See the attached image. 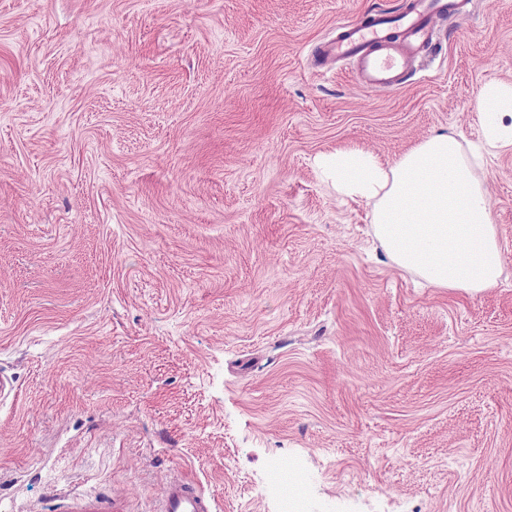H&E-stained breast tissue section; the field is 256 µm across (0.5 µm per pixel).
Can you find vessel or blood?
<instances>
[{"label": "vessel or blood", "instance_id": "b4317fda", "mask_svg": "<svg viewBox=\"0 0 512 512\" xmlns=\"http://www.w3.org/2000/svg\"><path fill=\"white\" fill-rule=\"evenodd\" d=\"M465 13L464 0H410L402 12L382 13L345 27L322 52L350 61L365 88L384 91L400 84L409 66L432 44L434 18ZM159 512H215V506L196 482L180 477L165 487Z\"/></svg>", "mask_w": 512, "mask_h": 512}]
</instances>
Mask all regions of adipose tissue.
<instances>
[{
    "instance_id": "adipose-tissue-1",
    "label": "adipose tissue",
    "mask_w": 512,
    "mask_h": 512,
    "mask_svg": "<svg viewBox=\"0 0 512 512\" xmlns=\"http://www.w3.org/2000/svg\"><path fill=\"white\" fill-rule=\"evenodd\" d=\"M478 117L482 138L470 150L436 133L391 162L355 148L315 159L339 200L371 204L374 234L392 262L438 288L479 292L502 274L475 170L485 149L512 152V83L485 85Z\"/></svg>"
}]
</instances>
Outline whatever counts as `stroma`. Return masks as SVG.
I'll list each match as a JSON object with an SVG mask.
<instances>
[{"mask_svg": "<svg viewBox=\"0 0 512 512\" xmlns=\"http://www.w3.org/2000/svg\"><path fill=\"white\" fill-rule=\"evenodd\" d=\"M410 0H0V512H512V154L476 170L502 274L397 268L314 166L478 142L512 0L434 19L399 87L321 49ZM214 500L206 497L196 482L180 477L164 488L159 512H214Z\"/></svg>", "mask_w": 512, "mask_h": 512, "instance_id": "stroma-1", "label": "stroma"}]
</instances>
